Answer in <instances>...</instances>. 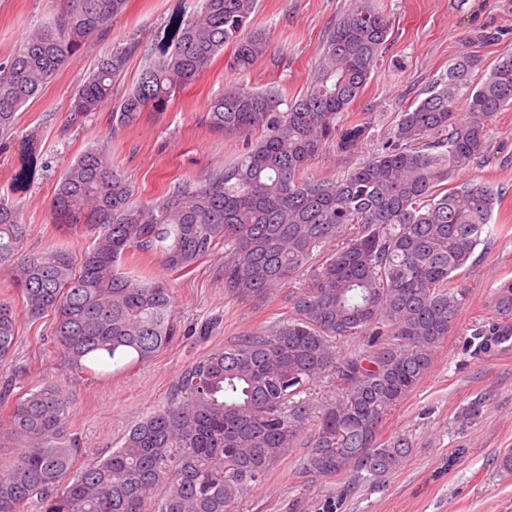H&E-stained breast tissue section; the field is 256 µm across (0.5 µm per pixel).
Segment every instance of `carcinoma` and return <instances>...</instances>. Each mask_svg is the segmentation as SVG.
<instances>
[{"label":"carcinoma","instance_id":"cac0c4a2","mask_svg":"<svg viewBox=\"0 0 512 512\" xmlns=\"http://www.w3.org/2000/svg\"><path fill=\"white\" fill-rule=\"evenodd\" d=\"M256 4L204 0L198 14L174 19V50L142 69L112 108V128L135 124L146 110L165 111L226 45L229 68L249 70L267 46L265 34L251 29ZM127 5L67 0L52 23L0 62L1 139L12 135L19 110ZM390 29L369 0H357L329 28L299 97L227 84L210 101L212 129L263 136L202 184L138 204L107 146L80 153L52 201L55 223L95 237L78 261L57 247L20 254L28 226L18 206L0 197V269L11 271L31 319L56 313L57 348L90 375L134 367L179 333L166 280L122 268L132 249L180 272L222 242L224 288L245 298L299 282L284 318L192 364L166 406L136 422L111 455L78 470L63 386H33L12 401L6 384L3 422L22 448L0 467V512H24L35 497L41 512H235L301 440L302 470L317 477L382 483L409 459V436L384 439L381 428L430 371L469 297L459 276L490 238L499 192L453 179L482 153L488 122L512 105V55L480 84L472 80L477 57L456 59L446 79L400 113L385 152L339 181L309 172L327 141L346 153L369 128V120L336 121L360 97ZM128 54L115 51L99 63L76 90L68 122L112 103ZM34 174V163L23 161L13 184L21 189ZM490 306L494 316L475 333L476 357L512 336V279L497 286ZM18 317L14 302L1 299L0 361L14 345ZM325 374L336 376L340 393L304 438L312 407L303 394ZM485 405L483 397L470 402L461 424L478 421Z\"/></svg>","mask_w":512,"mask_h":512}]
</instances>
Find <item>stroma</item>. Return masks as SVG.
<instances>
[{"mask_svg": "<svg viewBox=\"0 0 512 512\" xmlns=\"http://www.w3.org/2000/svg\"><path fill=\"white\" fill-rule=\"evenodd\" d=\"M65 0H0V61L33 30L52 21ZM203 0H129L109 32L72 58L38 98L19 112L17 127L0 140V196L22 210L29 231L24 252L52 244L81 253L93 244L85 231L53 224L51 202L68 164L88 146L109 144L112 159L134 186L133 199L146 202L180 184L204 182L214 168L245 153L246 140L213 133L206 121L211 99L229 80L245 88L280 89L284 98L300 96L318 59L326 32L347 12L352 0H257L254 28L268 38L266 54L244 74L232 75L228 53L215 57L195 81L176 92L162 112L143 113L140 122L111 129V111L89 114L68 125L70 99L104 56L132 48L127 66L112 89L120 100L149 57L172 51L174 16H192ZM391 22L379 61L351 115L372 118L367 137L354 153H340L328 142L312 161V173L341 179L348 171L383 152L389 129L400 112L421 101L444 79L449 63L464 53L476 55L477 76L487 77L496 62L512 54V0H372ZM37 163L29 185L15 189L11 177L21 158ZM457 181H484L502 200L490 222L491 238L479 245L461 280L470 290L457 322L438 348L429 374L389 415L383 436L408 433L414 449L406 464L383 483L351 485L300 473L303 449H292L268 475L264 486L244 499L239 512H288L299 500L302 512L318 501L342 494V512H512V474L497 458L512 448V353L475 358L471 341L489 313L492 291L512 279V105L489 122L486 151L461 170ZM124 269H147L166 278L172 293L179 335L146 362L108 377L71 369L57 350L53 313L33 320L20 315L15 344L0 363V381L13 379L15 393L33 384H64L73 400L69 431L77 444L76 463L85 465L119 448L135 421L165 406L180 375L211 351L238 337L272 325L288 312L285 292L247 299L224 287V248L216 246L196 266L166 274L157 259L129 252ZM487 400L475 424L458 421L462 407Z\"/></svg>", "mask_w": 512, "mask_h": 512, "instance_id": "obj_1", "label": "stroma"}]
</instances>
